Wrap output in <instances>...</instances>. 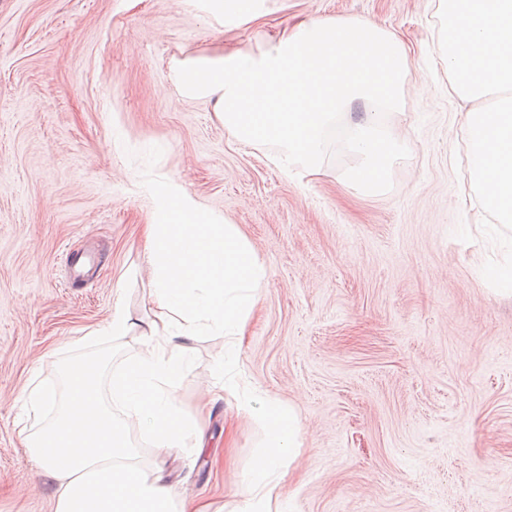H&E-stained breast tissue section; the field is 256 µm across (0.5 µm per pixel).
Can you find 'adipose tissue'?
Returning a JSON list of instances; mask_svg holds the SVG:
<instances>
[{
  "instance_id": "1",
  "label": "adipose tissue",
  "mask_w": 512,
  "mask_h": 512,
  "mask_svg": "<svg viewBox=\"0 0 512 512\" xmlns=\"http://www.w3.org/2000/svg\"><path fill=\"white\" fill-rule=\"evenodd\" d=\"M147 232L155 288L140 350L114 367L96 358L87 370L70 360L55 418L29 432L24 446L56 484L54 512H210L209 505L176 498L159 463L141 465L130 431L138 429L161 456L207 448L209 407L184 414L177 391L192 369L185 340L218 333L227 340L223 359L212 367L219 389L263 435L232 512H272L280 502L276 475L300 446V419L280 399L228 378L266 268L236 225L175 189L160 195L158 221ZM104 379L107 400L100 392Z\"/></svg>"
}]
</instances>
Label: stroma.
<instances>
[{"mask_svg": "<svg viewBox=\"0 0 512 512\" xmlns=\"http://www.w3.org/2000/svg\"><path fill=\"white\" fill-rule=\"evenodd\" d=\"M0 0V512H54L55 484L22 430L35 384L62 394L77 352L122 361L140 335L96 343L122 303L152 316L145 225L174 187L236 224L267 269L238 369L295 407L288 512H512V293L481 268L463 114L435 47V0ZM372 19L402 35L410 72L388 118L409 149L389 191L346 183L349 152L285 174L229 133L175 66L252 51L304 18ZM87 337L83 350L73 339ZM179 386L194 414L218 335L189 341ZM205 457L166 459L175 493L231 512L261 431L216 402Z\"/></svg>", "mask_w": 512, "mask_h": 512, "instance_id": "1", "label": "stroma"}]
</instances>
